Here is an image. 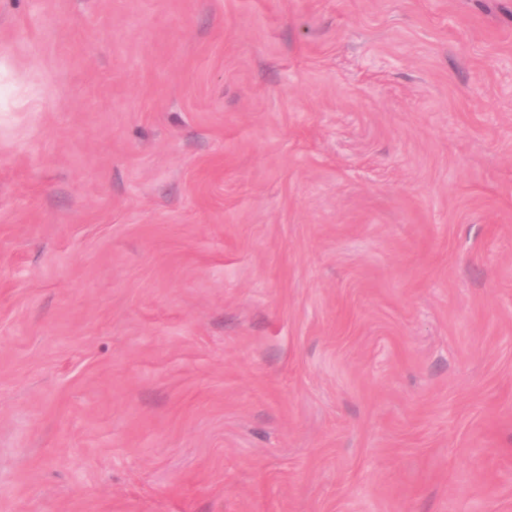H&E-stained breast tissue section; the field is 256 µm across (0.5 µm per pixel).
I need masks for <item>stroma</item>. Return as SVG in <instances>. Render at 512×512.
I'll use <instances>...</instances> for the list:
<instances>
[{"mask_svg":"<svg viewBox=\"0 0 512 512\" xmlns=\"http://www.w3.org/2000/svg\"><path fill=\"white\" fill-rule=\"evenodd\" d=\"M0 512H512V0H0Z\"/></svg>","mask_w":512,"mask_h":512,"instance_id":"1","label":"stroma"}]
</instances>
